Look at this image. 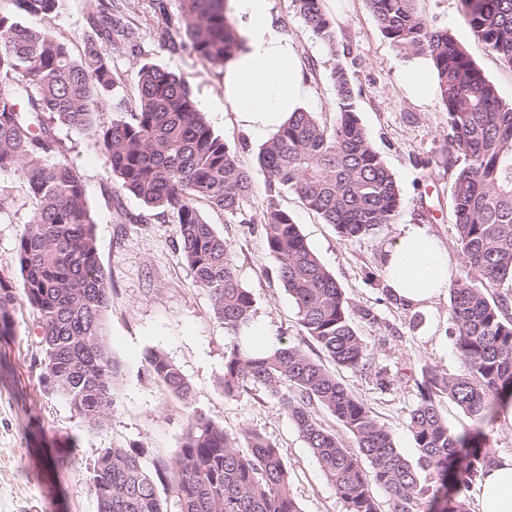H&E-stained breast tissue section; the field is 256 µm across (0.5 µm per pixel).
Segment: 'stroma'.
Masks as SVG:
<instances>
[{"label":"stroma","mask_w":512,"mask_h":512,"mask_svg":"<svg viewBox=\"0 0 512 512\" xmlns=\"http://www.w3.org/2000/svg\"><path fill=\"white\" fill-rule=\"evenodd\" d=\"M98 0H63L46 17H23L25 25L45 28L65 40L81 57L90 35L86 20ZM122 11L137 30L134 44L112 52L120 80L109 104L97 113L98 124L122 120L125 103L133 102L137 71L151 62L180 76L207 119L251 172L252 193L242 208L248 224L198 208L228 243L242 285L254 299L256 329L301 346L327 369L335 370L349 391L368 405L375 419L393 435L408 460L418 452L408 430L419 400L415 381L423 366L456 374L461 363L448 335V296L415 309L391 293L381 270L385 247L407 224H424L447 250L452 281L472 280L457 242L451 205L453 172L448 169V113L439 94L415 96L404 74L416 62L400 52L381 32L367 0H322L336 29V47H328L305 24L296 0H272V15L294 45L309 93L305 110L326 126L336 123V90L329 73L346 65L360 122L372 146L394 174L402 204L394 224L358 241L340 238L332 225L307 209L291 192L283 193L288 210L310 248L344 289L352 308L368 309L378 320L354 319L373 359L371 372L336 368L301 327L296 309L275 275L263 229L267 197L265 175L258 164L263 146L235 121L224 104V68L190 51L169 52L156 37L161 19L150 0H121ZM419 15L450 30L466 47L503 103H512V66L484 51L464 18L463 0H415ZM67 160L80 172L94 221V234L110 290L106 333L121 374L111 415L102 426L89 427L60 397L39 384L42 347L37 314L24 303L10 309L0 326V512H97L90 478L105 448L144 449L146 463L174 458L190 416L222 426L231 436L249 430L275 443L290 474V494L301 512H346L343 501L311 456L287 415L266 392L244 388L224 393V361L232 337L216 318L208 293L200 288L181 252L172 215L159 216L132 194L112 197V179L97 137L53 125ZM31 217L25 180L0 171V277L19 279L18 238ZM160 350L179 367L192 387L189 398L174 395L147 369V355ZM441 410L456 432L470 431L497 456L512 455V428L496 426L495 415L471 420L450 400Z\"/></svg>","instance_id":"35a3bbf8"}]
</instances>
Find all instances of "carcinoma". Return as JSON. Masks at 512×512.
Returning a JSON list of instances; mask_svg holds the SVG:
<instances>
[{
    "label": "carcinoma",
    "instance_id": "carcinoma-1",
    "mask_svg": "<svg viewBox=\"0 0 512 512\" xmlns=\"http://www.w3.org/2000/svg\"><path fill=\"white\" fill-rule=\"evenodd\" d=\"M0 11V171L26 181L29 224L19 237L21 280L0 277V309L21 299L36 311L43 357L40 385L64 399L91 427L102 425L114 404L120 373L105 334L109 288L101 266L90 205L76 169L60 158L58 140L42 120L97 136L113 180V194L128 192L146 206L172 214L183 256L216 317L235 342L224 362V394L247 386L273 397L292 420L346 512H383L376 496L390 495L389 512H421L429 492L421 473L452 480L453 512H469L462 491L480 484L495 453L448 427L441 398L448 397L480 422L495 400L512 393V301L498 292L512 280V106L447 29L419 15L415 0H369L382 32L399 50L425 55L437 73L448 112V168L455 169L452 208L458 243L474 272L449 289V335L462 363L450 375L426 365L416 382L420 400L409 431L416 462L398 450L392 434L369 407L299 346L249 351L243 334L253 320L254 299L241 284L224 237L201 215L197 202L249 219L242 201L253 191L251 173L216 134L185 82L156 64L137 71L129 118L95 124L118 76L103 45L136 41L134 29L114 13L115 0H100L87 17L99 42L73 58L67 43L19 17L47 16L60 0H11ZM184 35L169 31L168 0H151L165 21L158 32L171 52L190 50L223 64L241 46L224 13V0H180ZM311 31L328 47L336 32L320 0H297ZM465 20L484 50L512 66V0H464ZM336 124L301 109L260 150L267 208L263 227L277 278L288 292L300 325L336 366L367 372L372 362L350 321L343 288L308 246L292 215L279 204L285 191L330 224L339 237L359 240L394 223L401 206L397 181L371 145L354 106L347 69L336 64ZM149 374L187 399L191 385L161 351L147 357ZM322 409L356 440L320 425ZM242 451L224 428L189 419L176 457L146 465L140 448H105L93 469L98 512H168L159 493L176 494L177 512H300L289 491L288 468L277 446L246 429ZM467 448L465 457L460 449Z\"/></svg>",
    "mask_w": 512,
    "mask_h": 512
}]
</instances>
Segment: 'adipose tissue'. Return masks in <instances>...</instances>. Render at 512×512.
Segmentation results:
<instances>
[{"mask_svg": "<svg viewBox=\"0 0 512 512\" xmlns=\"http://www.w3.org/2000/svg\"><path fill=\"white\" fill-rule=\"evenodd\" d=\"M243 47L224 66V102L237 124L268 140L307 96L299 61L275 24L271 0H228ZM392 294L425 308L437 302L451 277L447 252L425 226L409 224L381 259ZM482 512H512V455L488 469L481 487Z\"/></svg>", "mask_w": 512, "mask_h": 512, "instance_id": "adipose-tissue-1", "label": "adipose tissue"}]
</instances>
